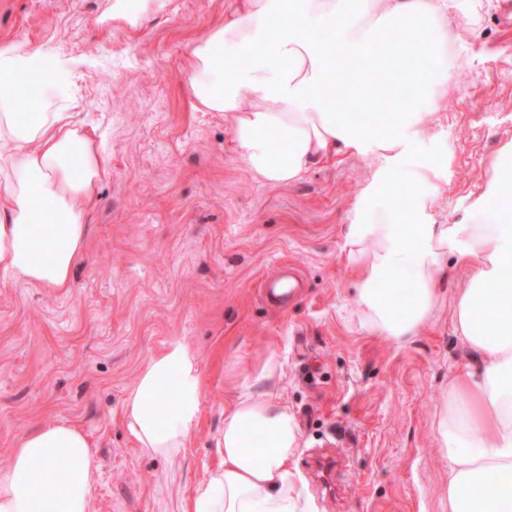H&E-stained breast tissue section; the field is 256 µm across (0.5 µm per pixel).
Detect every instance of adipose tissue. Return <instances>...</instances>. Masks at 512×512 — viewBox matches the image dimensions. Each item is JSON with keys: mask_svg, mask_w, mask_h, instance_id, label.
I'll return each mask as SVG.
<instances>
[{"mask_svg": "<svg viewBox=\"0 0 512 512\" xmlns=\"http://www.w3.org/2000/svg\"><path fill=\"white\" fill-rule=\"evenodd\" d=\"M456 0H243L214 24L189 57L187 92L196 109L233 119V140L251 174L271 186L300 181L318 161L355 151L380 161L377 186L350 227L360 267L355 302L371 331L396 343L416 336L438 301L443 260L469 265L454 300L453 327L468 355L435 411L448 461V512H512V150L493 176L470 224H428L420 194L430 176L406 170L409 147L448 92V47L470 30H449ZM429 37V64L409 62L405 43L381 51L375 69L352 84L368 99L390 96L386 112L352 122L336 87L342 60L390 33ZM77 58L49 45L0 42V274L41 288L68 287L85 254L90 213L105 172L100 144L69 109ZM411 195L408 209L392 204ZM406 281L408 295L385 291ZM268 360L247 391L224 408V472L195 512H315L293 457L301 431L270 391ZM199 363L175 345L150 358L125 400L124 424L140 448L160 456L184 448L200 411ZM171 406L160 407L165 393ZM91 444L75 424L27 433L0 473V512H88ZM68 478L54 495L59 463ZM491 476V490H479Z\"/></svg>", "mask_w": 512, "mask_h": 512, "instance_id": "1", "label": "adipose tissue"}]
</instances>
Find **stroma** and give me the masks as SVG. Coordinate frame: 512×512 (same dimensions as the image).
Returning <instances> with one entry per match:
<instances>
[{
	"label": "stroma",
	"mask_w": 512,
	"mask_h": 512,
	"mask_svg": "<svg viewBox=\"0 0 512 512\" xmlns=\"http://www.w3.org/2000/svg\"><path fill=\"white\" fill-rule=\"evenodd\" d=\"M113 0H0V41L49 43L82 58L74 121L104 143L107 174L69 287L0 274V470L29 431L81 426L92 443L89 512H194L224 470V407L268 358L272 389L300 430L294 465L316 512H448V469L434 427L466 362L452 326L470 270L448 256L432 317L403 344L370 332L347 230L379 167L371 154L316 163L290 186L258 183L232 121L197 110L186 83L193 42L241 0H164L138 24ZM449 27L451 89L409 160L431 171L426 221L467 223L493 160L512 146V25L500 0H458ZM296 267L302 285L270 301L266 281ZM193 350L201 407L185 448L144 452L124 425L142 366L172 344ZM329 449L342 493L314 473Z\"/></svg>",
	"instance_id": "stroma-1"
}]
</instances>
